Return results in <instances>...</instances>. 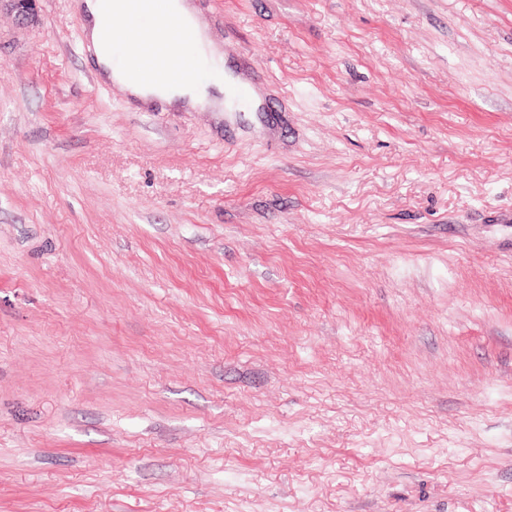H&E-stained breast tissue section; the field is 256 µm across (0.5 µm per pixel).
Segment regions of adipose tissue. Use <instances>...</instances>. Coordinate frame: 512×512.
<instances>
[{
	"mask_svg": "<svg viewBox=\"0 0 512 512\" xmlns=\"http://www.w3.org/2000/svg\"><path fill=\"white\" fill-rule=\"evenodd\" d=\"M78 7L86 16L89 48L103 75L118 92L144 102L157 99L193 110L223 111L224 56L199 23L190 0H165L164 12L141 14L134 19L133 25L149 39L147 56H159L169 64L182 61L192 68L208 65L211 79L207 82L181 76L159 83L143 80L138 64L126 54L125 0H80ZM169 13L181 16L189 28L190 51L180 52L178 35L166 34L165 16Z\"/></svg>",
	"mask_w": 512,
	"mask_h": 512,
	"instance_id": "adipose-tissue-1",
	"label": "adipose tissue"
}]
</instances>
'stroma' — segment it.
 Wrapping results in <instances>:
<instances>
[{
  "instance_id": "35a3bbf8",
  "label": "stroma",
  "mask_w": 512,
  "mask_h": 512,
  "mask_svg": "<svg viewBox=\"0 0 512 512\" xmlns=\"http://www.w3.org/2000/svg\"><path fill=\"white\" fill-rule=\"evenodd\" d=\"M193 3L264 111L0 13V512H512V0Z\"/></svg>"
}]
</instances>
